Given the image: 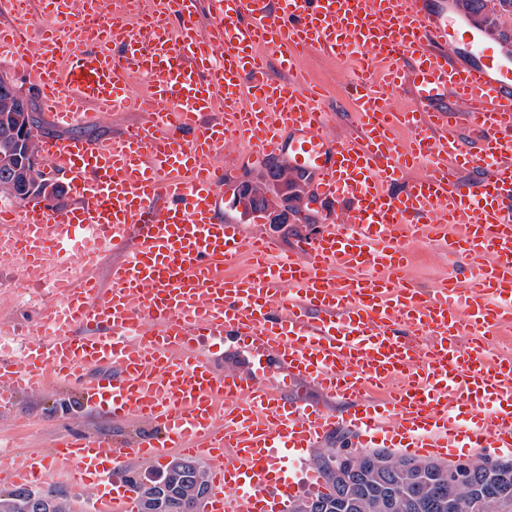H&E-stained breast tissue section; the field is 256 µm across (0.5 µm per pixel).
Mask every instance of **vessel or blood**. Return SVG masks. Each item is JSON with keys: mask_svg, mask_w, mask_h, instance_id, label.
Wrapping results in <instances>:
<instances>
[{"mask_svg": "<svg viewBox=\"0 0 512 512\" xmlns=\"http://www.w3.org/2000/svg\"><path fill=\"white\" fill-rule=\"evenodd\" d=\"M35 3L76 18L74 38L40 27L30 54ZM133 5L0 0V46L39 77L53 122L149 114L105 141L42 143L72 204L0 208V260L50 291L37 340L0 348V409L55 385L153 430L128 446L60 434L0 460V479L54 474L94 487L91 512H134L128 457L176 451L210 466L202 512H292L324 491L315 458L341 428L356 449L511 451L512 358L490 338L512 324V37L454 0H208L204 41L195 0H154L146 18ZM317 53L350 63L349 137L332 132L345 102L297 69ZM241 148L287 156L317 199L346 201L342 220L270 258L224 218L212 158ZM434 239L454 267L427 294L408 256ZM244 257L249 273L225 274ZM228 342L247 371L211 367Z\"/></svg>", "mask_w": 512, "mask_h": 512, "instance_id": "obj_1", "label": "vessel or blood"}]
</instances>
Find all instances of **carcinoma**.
Wrapping results in <instances>:
<instances>
[{
    "mask_svg": "<svg viewBox=\"0 0 512 512\" xmlns=\"http://www.w3.org/2000/svg\"><path fill=\"white\" fill-rule=\"evenodd\" d=\"M29 104L24 100L0 91V198H14L17 188L12 180L14 131L26 124ZM304 193V185L280 171L277 179L268 186V192L259 194L252 201L251 213L266 217L270 212L277 215L281 223H288V215H298L301 209L294 205ZM369 451H363L358 465L348 474L347 482L339 483L330 467L331 459L337 458V449L329 448L316 458L324 472L328 491L307 498L309 512H365L359 499L371 497L383 489L408 503H421L423 509L403 508L397 512H439L435 509L441 499L453 503L452 512H512V495L501 493L504 480L512 482V459H496L485 471L461 485H448V478L439 474L421 472V467L430 459L399 455L391 470L370 477L373 469L367 460ZM169 482L177 483L178 497L173 499L168 512H187L185 505L211 491L207 470L199 463L180 458L175 460L169 474ZM17 488L0 493V512H71L67 498L54 492L40 493ZM50 500V510L41 507V499Z\"/></svg>",
    "mask_w": 512,
    "mask_h": 512,
    "instance_id": "1",
    "label": "carcinoma"
}]
</instances>
